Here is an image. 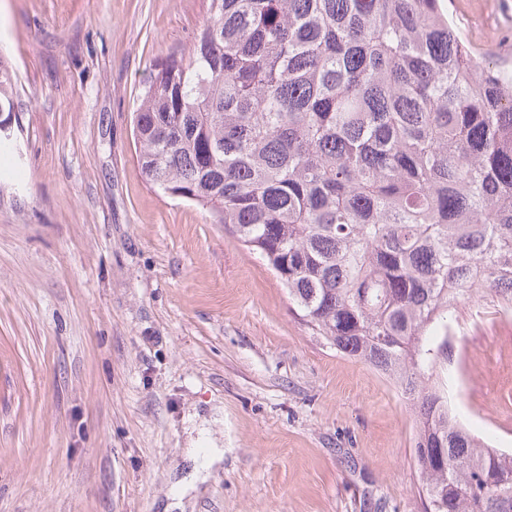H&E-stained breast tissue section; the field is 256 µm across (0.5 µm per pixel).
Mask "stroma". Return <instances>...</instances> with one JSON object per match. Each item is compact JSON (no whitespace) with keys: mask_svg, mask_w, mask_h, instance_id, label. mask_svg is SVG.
<instances>
[{"mask_svg":"<svg viewBox=\"0 0 512 512\" xmlns=\"http://www.w3.org/2000/svg\"><path fill=\"white\" fill-rule=\"evenodd\" d=\"M512 71V0H444ZM210 0H0L22 130L0 160V512H425L394 383L262 257L145 181L134 113ZM453 313L452 404L512 449V318Z\"/></svg>","mask_w":512,"mask_h":512,"instance_id":"1","label":"stroma"}]
</instances>
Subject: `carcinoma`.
I'll return each instance as SVG.
<instances>
[{"label": "carcinoma", "instance_id": "carcinoma-1", "mask_svg": "<svg viewBox=\"0 0 512 512\" xmlns=\"http://www.w3.org/2000/svg\"><path fill=\"white\" fill-rule=\"evenodd\" d=\"M14 74L0 61V122ZM146 182L258 253L300 317L393 380L426 512H512V451L434 374L466 298L512 303V75L439 0H211L135 115Z\"/></svg>", "mask_w": 512, "mask_h": 512}]
</instances>
